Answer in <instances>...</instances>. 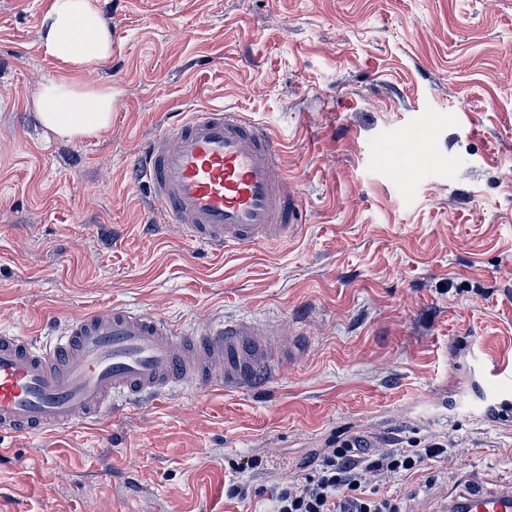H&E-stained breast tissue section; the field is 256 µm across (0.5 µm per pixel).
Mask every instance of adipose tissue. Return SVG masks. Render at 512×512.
Segmentation results:
<instances>
[{"label":"adipose tissue","mask_w":512,"mask_h":512,"mask_svg":"<svg viewBox=\"0 0 512 512\" xmlns=\"http://www.w3.org/2000/svg\"><path fill=\"white\" fill-rule=\"evenodd\" d=\"M40 48L76 72L107 60L112 38L97 0H50L41 20ZM33 103L42 127L68 140L94 137L112 122L108 86L54 81L34 95Z\"/></svg>","instance_id":"ef3b65f1"}]
</instances>
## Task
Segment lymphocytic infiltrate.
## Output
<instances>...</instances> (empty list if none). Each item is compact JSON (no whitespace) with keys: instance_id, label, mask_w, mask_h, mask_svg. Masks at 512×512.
Listing matches in <instances>:
<instances>
[{"instance_id":"f902f5d3","label":"lymphocytic infiltrate","mask_w":512,"mask_h":512,"mask_svg":"<svg viewBox=\"0 0 512 512\" xmlns=\"http://www.w3.org/2000/svg\"><path fill=\"white\" fill-rule=\"evenodd\" d=\"M447 454L439 442L368 450L360 439L343 438L314 474L280 490L273 512H403L401 499L379 493L377 482L414 474L424 461Z\"/></svg>"}]
</instances>
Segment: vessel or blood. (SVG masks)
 Wrapping results in <instances>:
<instances>
[{"label":"vessel or blood","mask_w":512,"mask_h":512,"mask_svg":"<svg viewBox=\"0 0 512 512\" xmlns=\"http://www.w3.org/2000/svg\"><path fill=\"white\" fill-rule=\"evenodd\" d=\"M284 142L242 113L195 107L137 157L141 183L166 223L213 255L281 245L302 227L303 203L280 164ZM301 337L248 315L187 334L162 316L114 306L72 319L40 344L0 332V432L67 430L111 414L116 398L154 400L191 385L261 389L301 359ZM473 406L489 427L512 421V357L473 356ZM448 512H512V487H466Z\"/></svg>","instance_id":"vessel-or-blood-1"}]
</instances>
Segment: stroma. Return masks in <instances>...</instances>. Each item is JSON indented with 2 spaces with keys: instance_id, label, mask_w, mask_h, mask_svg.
<instances>
[{
  "instance_id": "obj_1",
  "label": "stroma",
  "mask_w": 512,
  "mask_h": 512,
  "mask_svg": "<svg viewBox=\"0 0 512 512\" xmlns=\"http://www.w3.org/2000/svg\"><path fill=\"white\" fill-rule=\"evenodd\" d=\"M48 2L0 0V330L48 343L113 305L184 331L246 313L309 352L252 394L187 386L0 436V512H271L342 434L447 438V459L380 483L406 512L512 486V427L465 410L468 350L512 352V0H98L114 51L77 74L39 47ZM71 77L112 89L96 137L37 119L34 94ZM212 105L285 140L288 244L206 254L135 183L141 142ZM241 477L250 496H225Z\"/></svg>"
}]
</instances>
